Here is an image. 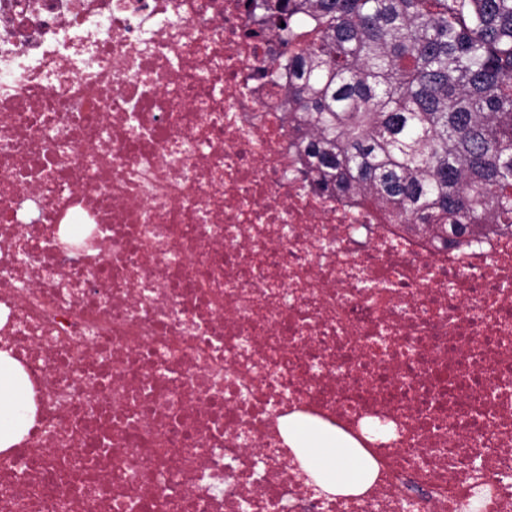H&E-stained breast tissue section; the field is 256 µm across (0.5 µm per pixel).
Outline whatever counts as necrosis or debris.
Returning <instances> with one entry per match:
<instances>
[{
	"label": "necrosis or debris",
	"mask_w": 512,
	"mask_h": 512,
	"mask_svg": "<svg viewBox=\"0 0 512 512\" xmlns=\"http://www.w3.org/2000/svg\"><path fill=\"white\" fill-rule=\"evenodd\" d=\"M285 53L248 0H0V512H512V234L320 189ZM27 404V382L17 363L0 352V449L9 448L31 426L22 411ZM288 445L302 468L326 492L362 494L377 477L376 463L364 448L345 447L357 445L337 434L335 443H325L311 424L289 427Z\"/></svg>",
	"instance_id": "4bbe7bcc"
}]
</instances>
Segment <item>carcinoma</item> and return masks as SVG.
Instances as JSON below:
<instances>
[{
    "mask_svg": "<svg viewBox=\"0 0 512 512\" xmlns=\"http://www.w3.org/2000/svg\"><path fill=\"white\" fill-rule=\"evenodd\" d=\"M319 185L461 244L512 231V0H249Z\"/></svg>",
    "mask_w": 512,
    "mask_h": 512,
    "instance_id": "obj_1",
    "label": "carcinoma"
}]
</instances>
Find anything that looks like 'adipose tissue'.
Listing matches in <instances>:
<instances>
[{
  "label": "adipose tissue",
  "instance_id": "1",
  "mask_svg": "<svg viewBox=\"0 0 512 512\" xmlns=\"http://www.w3.org/2000/svg\"><path fill=\"white\" fill-rule=\"evenodd\" d=\"M26 404V379L16 362L0 352V449L10 447L27 433L31 422L22 414ZM288 444L302 468L326 492L358 495L377 477L376 463L365 449L347 446L342 439L323 442L310 424L289 429Z\"/></svg>",
  "mask_w": 512,
  "mask_h": 512
}]
</instances>
